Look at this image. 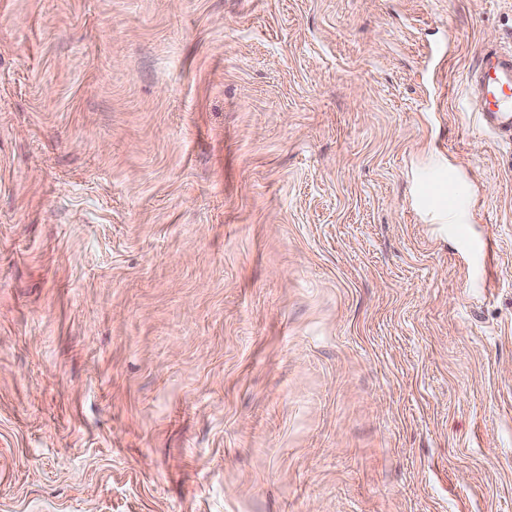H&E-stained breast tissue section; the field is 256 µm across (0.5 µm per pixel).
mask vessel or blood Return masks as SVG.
<instances>
[{"label": "vessel or blood", "instance_id": "vessel-or-blood-1", "mask_svg": "<svg viewBox=\"0 0 512 512\" xmlns=\"http://www.w3.org/2000/svg\"><path fill=\"white\" fill-rule=\"evenodd\" d=\"M468 88L483 127L512 140V49L485 51L468 77Z\"/></svg>", "mask_w": 512, "mask_h": 512}]
</instances>
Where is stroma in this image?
Listing matches in <instances>:
<instances>
[{"label": "stroma", "mask_w": 512, "mask_h": 512, "mask_svg": "<svg viewBox=\"0 0 512 512\" xmlns=\"http://www.w3.org/2000/svg\"><path fill=\"white\" fill-rule=\"evenodd\" d=\"M510 45L512 0H0V512H512ZM468 88L483 127L512 140V49L485 51L468 77Z\"/></svg>", "instance_id": "35a3bbf8"}]
</instances>
